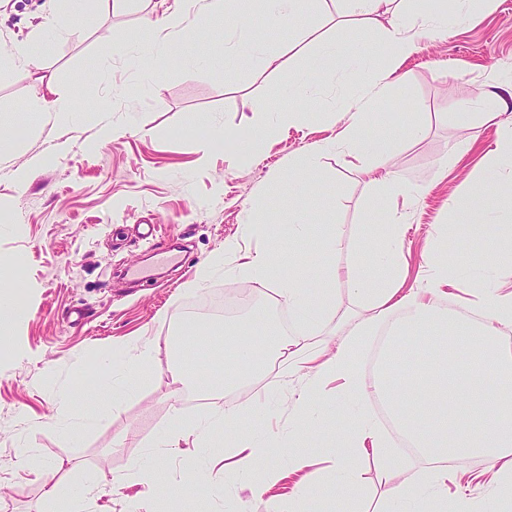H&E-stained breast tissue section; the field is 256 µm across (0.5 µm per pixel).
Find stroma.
Segmentation results:
<instances>
[{"label": "stroma", "instance_id": "obj_1", "mask_svg": "<svg viewBox=\"0 0 512 512\" xmlns=\"http://www.w3.org/2000/svg\"><path fill=\"white\" fill-rule=\"evenodd\" d=\"M150 7V0H122L114 9L65 13L59 37L49 40L40 33L47 0H0V39L43 47L39 81L18 80L10 65L0 66V133L18 141L15 149L0 154V290L12 295L20 311L0 338V512L52 510L43 496V476L19 462L22 448L60 463L57 477L67 486L88 472L106 474L107 484L94 494L100 512H129L137 489L117 478L148 452L169 418L170 359L160 353L153 377L116 406L95 376L104 354L118 360L144 342L165 344L170 325L182 321L190 303L217 292L246 290L256 301L211 324L213 333H240L258 343L289 321L274 288L234 276L236 261L225 253V239L278 256L297 251L303 285L315 289L326 268L352 259L360 247V225L378 221L364 176L331 146L342 128L336 115L350 104L352 91L311 95L303 107L316 113V121L283 127L259 152L247 147L258 133L256 108L267 105L271 121L276 109L287 105L294 71L315 53L318 36L335 35L342 0H325L293 27L274 24L261 0H235L222 20L208 26L189 18L186 53L170 55L153 69L128 47ZM240 17L268 47L282 49L273 66L213 56V45L223 42ZM509 67L512 0H497L494 10H476L466 24L423 40L399 66L402 83L393 100L382 105L381 123L361 132L366 140L385 133L398 138L397 167L408 185L424 188L404 243L407 285L426 280L431 271V236L448 218L449 198L478 184L487 197L497 194L486 159L495 127L475 123L464 128L455 114L486 79L504 78ZM49 84L75 100L78 112L33 111ZM101 99L109 112L98 111ZM412 118L422 130L416 142L405 137ZM108 119L122 123L124 133L86 149ZM459 137L474 138L472 150L446 179H437V159ZM314 142L326 146L317 159L319 186L292 177L271 185L272 171L287 170L289 161L300 159ZM23 166L35 167L37 177L20 189L9 173ZM290 196L301 199L298 209H289ZM257 201L272 215L262 237L241 218L243 207ZM299 221L311 232L289 241L288 227ZM332 228L341 243L331 257L320 258L319 242ZM496 239L490 223L479 235L448 238L443 250L465 274L488 273V288L512 286V262L498 259ZM176 243L185 250L184 266L167 268L151 285L127 288L123 269L135 263L152 266L155 252ZM218 253L224 256L222 266L199 277L204 262ZM261 376L277 404L250 416L252 435L296 433L304 416L297 400L309 374L283 365L262 368ZM76 378L94 391L93 406L103 417L66 441L54 427L56 395ZM212 455L216 465L203 479L217 483L219 495L188 484L157 496L152 512H288L295 483L312 474L326 484L336 480L335 450L316 447L300 468L282 457L287 477L272 496L260 497L255 493L259 467L229 469L222 463L223 449H213ZM488 466L481 458L456 464L458 482L468 483L467 494L482 512H494L499 498L482 481ZM349 468L366 489L361 512H386L389 485L373 458L355 454ZM458 482L449 483V498H456Z\"/></svg>", "mask_w": 512, "mask_h": 512}]
</instances>
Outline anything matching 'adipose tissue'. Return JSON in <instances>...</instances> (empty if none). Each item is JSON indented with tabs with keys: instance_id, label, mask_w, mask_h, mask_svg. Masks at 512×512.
<instances>
[{
	"instance_id": "1",
	"label": "adipose tissue",
	"mask_w": 512,
	"mask_h": 512,
	"mask_svg": "<svg viewBox=\"0 0 512 512\" xmlns=\"http://www.w3.org/2000/svg\"><path fill=\"white\" fill-rule=\"evenodd\" d=\"M345 13L341 34L350 40L375 39L386 60L383 67L356 76L358 94L347 114L346 124L337 135V151L348 158L366 178L378 205L377 235L370 252L357 255L343 267L326 270L322 288L310 290L297 285L290 276L272 279L277 261L268 252L240 250L237 241L228 240L224 250L239 256L236 273L252 281L276 283L279 300L295 315L294 334H272L265 338V350L273 358L288 361L298 371L313 378L303 398L310 424H325L332 429L328 447L336 451L337 466H345L348 456L362 451L370 454L385 477L392 481L394 493H401L397 478L402 470L399 457L389 446L380 428L368 415L349 421L343 415L314 413L312 407L323 396L326 382L341 381L351 400L371 395L385 402L392 421L406 437L415 455L425 461L427 475L423 496L411 500L407 512H475L468 500L449 503L448 480L455 472L458 458L477 456L489 459V485L501 491L512 490V348L498 340L501 329L512 327V291L476 289L466 312L450 314L439 310L438 303L457 287L462 274L453 263L442 259L433 266L432 276L417 288L405 287L407 259L402 249L408 226L406 218L418 193L400 176L393 156L396 142L379 138L366 142L361 130L370 123L373 111L389 101L400 79L399 62L418 51L424 37L434 36L448 26L465 21L472 0H457L453 14L419 13L404 18L398 0H344ZM182 9L148 11L140 19L141 37L133 46L141 52L159 50L185 51L187 29ZM221 53L243 59L260 58L271 66L279 58L251 33L246 24L234 27L220 48ZM336 59V41L320 38L312 63L291 80V101L302 100L319 86ZM477 101L480 111L463 105L457 114L460 126L472 123L495 126L498 140L490 153L500 199L512 204V84L492 82L481 86ZM485 210L480 191L472 189L451 197L448 222L433 237L440 245L458 231L480 234L478 218ZM344 284L357 298L361 309L348 337L335 346L315 347L303 341V332L316 330L336 317V286ZM394 321L396 329L391 347L413 339L417 329L428 326L436 336L421 369L395 374L393 367L381 366L372 387H365L358 374L355 338L384 321ZM160 351L154 343L142 344L137 353L125 356L120 367L104 363L99 382L110 387L114 400H122L153 374V361ZM495 389H488V381ZM91 400V393H80L78 386H64L58 395L60 412L56 425L65 439L78 437L93 425L97 414L79 411L76 396ZM262 392L256 387L245 391L244 400L224 406H209L193 416L184 415L179 405H172L171 418L161 430L155 445L160 452L147 459L133 461L126 480L144 485L145 495L155 494L169 468L170 456L182 445H189L186 471L199 475L213 466L211 449L220 448L232 466L262 464L267 485L279 479L278 450L283 445L279 435L267 434L257 439L243 432L246 417L255 410ZM20 462L26 468L45 474L43 495L50 503H63L64 512H85L94 487L104 479L102 473H88L81 485L63 489L53 479L58 467L44 462L30 448L21 449ZM363 489L351 475L337 482L332 494H325L319 482L306 483L293 498V512H354V504Z\"/></svg>"
}]
</instances>
